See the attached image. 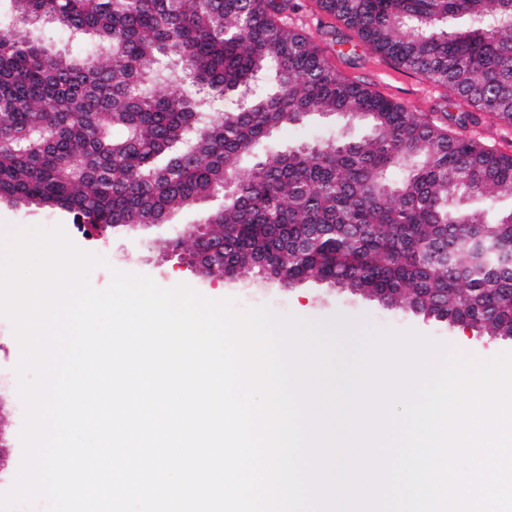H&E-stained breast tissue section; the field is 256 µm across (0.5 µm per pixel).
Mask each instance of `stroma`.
Here are the masks:
<instances>
[{"label": "stroma", "mask_w": 512, "mask_h": 512, "mask_svg": "<svg viewBox=\"0 0 512 512\" xmlns=\"http://www.w3.org/2000/svg\"><path fill=\"white\" fill-rule=\"evenodd\" d=\"M288 22L319 43L349 79L417 112H452L446 88L430 84L419 75L395 69L364 46L352 48L343 45L344 27L332 26L316 0H302L301 9L289 14ZM220 205V200L207 199L176 213L169 223L115 233L88 224L73 223L71 216L62 212L1 200L0 229L63 225L78 247L109 259L112 269L149 276L164 288L186 284L211 299H232L239 310L264 306L278 316L294 315L308 320H330L341 315L357 322L363 330H412L464 359H486L512 350V340L451 328L416 316L407 309L387 308L375 300L331 285L304 284L284 288L251 274L233 279L202 277L190 268L178 265L176 260L167 259L163 248L165 240L173 238L183 226L198 223L203 214ZM19 353L20 347L9 322L0 318V413L7 418L5 438L12 449L11 466L15 469L19 468L22 459L19 434L23 425V406L15 392L17 377L14 371Z\"/></svg>", "instance_id": "obj_1"}]
</instances>
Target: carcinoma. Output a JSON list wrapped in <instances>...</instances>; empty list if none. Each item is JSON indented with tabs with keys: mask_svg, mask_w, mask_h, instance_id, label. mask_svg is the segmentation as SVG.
<instances>
[{
	"mask_svg": "<svg viewBox=\"0 0 512 512\" xmlns=\"http://www.w3.org/2000/svg\"><path fill=\"white\" fill-rule=\"evenodd\" d=\"M5 2L1 200L119 231L221 197L172 244L207 276L271 271L512 340V209L495 207L512 197V154L345 78L288 25L295 0ZM316 2L396 69L451 90L458 127L512 125V0ZM330 117L367 134L254 155ZM473 196L486 207L466 208Z\"/></svg>",
	"mask_w": 512,
	"mask_h": 512,
	"instance_id": "obj_1",
	"label": "carcinoma"
}]
</instances>
